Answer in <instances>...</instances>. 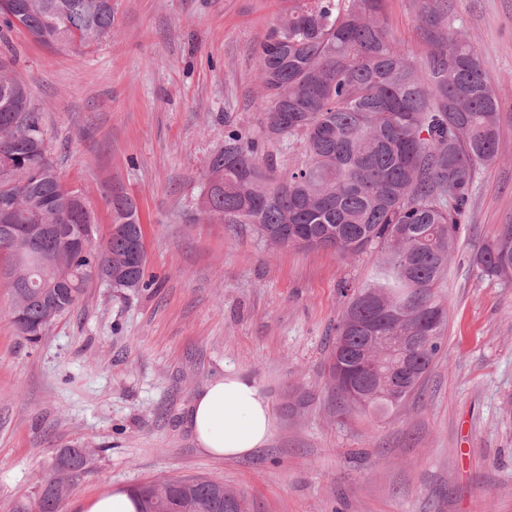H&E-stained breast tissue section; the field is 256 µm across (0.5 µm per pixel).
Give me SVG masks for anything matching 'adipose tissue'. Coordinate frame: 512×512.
<instances>
[{
	"instance_id": "adipose-tissue-1",
	"label": "adipose tissue",
	"mask_w": 512,
	"mask_h": 512,
	"mask_svg": "<svg viewBox=\"0 0 512 512\" xmlns=\"http://www.w3.org/2000/svg\"><path fill=\"white\" fill-rule=\"evenodd\" d=\"M182 422L205 454L239 459L268 443L273 413L257 380L241 372H228L199 390Z\"/></svg>"
}]
</instances>
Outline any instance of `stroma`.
Returning a JSON list of instances; mask_svg holds the SVG:
<instances>
[{
  "label": "stroma",
  "mask_w": 512,
  "mask_h": 512,
  "mask_svg": "<svg viewBox=\"0 0 512 512\" xmlns=\"http://www.w3.org/2000/svg\"><path fill=\"white\" fill-rule=\"evenodd\" d=\"M286 0H112L113 32L87 51L6 34L64 181L100 229L106 199L137 202L151 288H88L40 342L18 336L0 282V512L35 503L58 450L90 452L63 512L111 489L216 478L249 512H512V283L471 255L512 223V0H448L499 102L497 164L479 172L438 295L445 345L417 391L377 418L340 407L327 357L345 300L378 252L273 247L199 211L227 125L258 134L257 49ZM414 58V0H386ZM252 375L269 396L268 444L215 459L182 415L208 381Z\"/></svg>",
  "instance_id": "stroma-1"
}]
</instances>
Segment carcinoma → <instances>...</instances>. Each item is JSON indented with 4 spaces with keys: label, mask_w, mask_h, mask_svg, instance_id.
Listing matches in <instances>:
<instances>
[{
    "label": "carcinoma",
    "mask_w": 512,
    "mask_h": 512,
    "mask_svg": "<svg viewBox=\"0 0 512 512\" xmlns=\"http://www.w3.org/2000/svg\"><path fill=\"white\" fill-rule=\"evenodd\" d=\"M428 54L402 50L386 25L385 0H288L285 15L260 44L261 135L239 129L206 162L213 190L202 194L209 220L250 224L275 243L301 234L313 247L355 256L370 246L377 260L366 280L344 286L336 324L345 335L328 357L329 379L346 410L385 414L418 388L417 380L388 396L359 403L342 386L355 377L361 334L346 328L356 315L384 336H428L427 345L385 360L413 362L422 378L445 342L447 306L436 288L455 251L457 225L467 212L477 170L499 160V104L472 42L448 20V0H417ZM25 28L49 49L83 51L112 36V0H0V27ZM288 141L301 165L283 169L262 153L267 141ZM14 168L0 171V199L14 203L9 230L0 227V272L12 296L19 335L39 342L68 314L86 288L148 286L146 259L133 256L140 236L137 204L126 193L107 200L112 223L95 238L97 219L83 195L62 180L46 145L28 86L0 53V153ZM31 224L72 228L70 240L35 236ZM58 254L61 265H41ZM490 279L512 280V224H504L472 254ZM84 448H63L41 480L33 510L61 512L70 482L87 471ZM216 479H171L132 488L138 512H241L236 495H221Z\"/></svg>",
    "instance_id": "1"
}]
</instances>
